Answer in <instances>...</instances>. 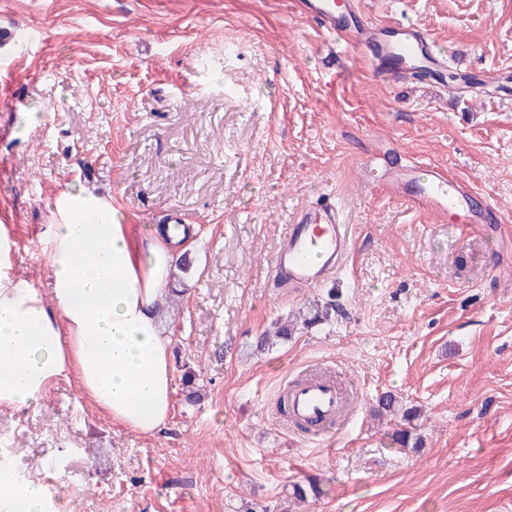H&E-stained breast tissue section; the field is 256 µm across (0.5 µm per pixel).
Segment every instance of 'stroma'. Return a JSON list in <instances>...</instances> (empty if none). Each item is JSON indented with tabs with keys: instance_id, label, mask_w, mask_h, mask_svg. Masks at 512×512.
Wrapping results in <instances>:
<instances>
[{
	"instance_id": "35a3bbf8",
	"label": "stroma",
	"mask_w": 512,
	"mask_h": 512,
	"mask_svg": "<svg viewBox=\"0 0 512 512\" xmlns=\"http://www.w3.org/2000/svg\"><path fill=\"white\" fill-rule=\"evenodd\" d=\"M358 2L426 29L452 69L512 73V0ZM220 52L218 79L203 66ZM381 149L512 214V93L381 82L289 0H0V227L17 275L48 284L39 238L67 184L111 195L140 231L194 227L161 303L171 421L138 434L60 383L0 407V464L72 512H512V241L365 186ZM322 198L351 253L325 284L279 286L283 229ZM331 297L330 324L256 351L272 322ZM321 363L355 381L354 416L335 438L293 437L279 388ZM387 391L418 419L374 417ZM403 427L421 448L394 444ZM297 484L321 493L297 501Z\"/></svg>"
}]
</instances>
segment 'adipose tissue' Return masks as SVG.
I'll use <instances>...</instances> for the list:
<instances>
[{
	"instance_id": "adipose-tissue-1",
	"label": "adipose tissue",
	"mask_w": 512,
	"mask_h": 512,
	"mask_svg": "<svg viewBox=\"0 0 512 512\" xmlns=\"http://www.w3.org/2000/svg\"><path fill=\"white\" fill-rule=\"evenodd\" d=\"M50 283L41 291L12 271L13 243L0 231V405L22 408L72 382L110 420L144 435L173 413L170 340L157 301L178 258L168 227L139 233L88 186L55 193L39 240ZM11 512L49 506L43 485L0 478Z\"/></svg>"
}]
</instances>
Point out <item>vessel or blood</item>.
Instances as JSON below:
<instances>
[{
  "instance_id": "vessel-or-blood-1",
  "label": "vessel or blood",
  "mask_w": 512,
  "mask_h": 512,
  "mask_svg": "<svg viewBox=\"0 0 512 512\" xmlns=\"http://www.w3.org/2000/svg\"><path fill=\"white\" fill-rule=\"evenodd\" d=\"M293 11L347 43L365 58L372 74L389 80L422 70L428 81L442 83L447 57L437 51L423 29L403 22L388 26L368 19L351 0H291ZM388 180L413 206L452 222L480 228L485 234L512 233V217L488 205L486 194L451 177L434 164L407 162L390 168ZM352 234L337 206L324 203L300 209L289 225L274 260V278L295 287L312 286L337 273L348 258ZM339 372L303 370L284 381L289 401L288 432L314 435L339 431L349 420L352 391L342 387Z\"/></svg>"
}]
</instances>
